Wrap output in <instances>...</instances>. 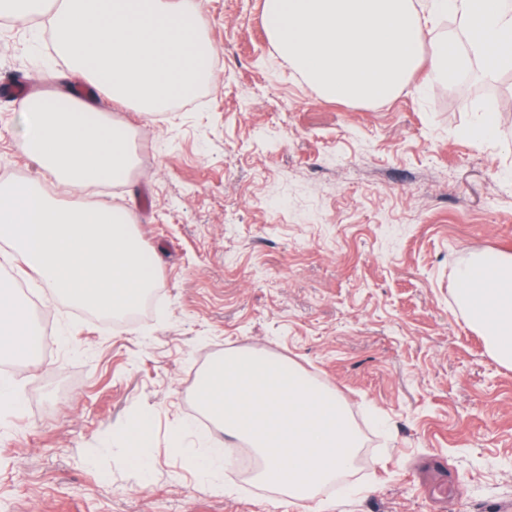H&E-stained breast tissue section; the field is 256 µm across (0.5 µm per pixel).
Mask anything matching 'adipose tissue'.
<instances>
[{
    "instance_id": "1",
    "label": "adipose tissue",
    "mask_w": 512,
    "mask_h": 512,
    "mask_svg": "<svg viewBox=\"0 0 512 512\" xmlns=\"http://www.w3.org/2000/svg\"><path fill=\"white\" fill-rule=\"evenodd\" d=\"M279 57L327 99L390 98L421 65L427 86L454 84L475 61L512 70V0H265ZM48 18L56 55L112 104L149 115L213 76L214 55L196 0H0V12ZM462 37L422 51L442 17ZM23 140L43 180L0 186V241L38 287L110 315L153 283L131 218L112 206L59 205L53 185L120 182L132 164L127 133L67 91L20 102ZM456 299L489 352L512 366V254L487 248L457 270ZM0 347L37 357L29 312L0 282Z\"/></svg>"
}]
</instances>
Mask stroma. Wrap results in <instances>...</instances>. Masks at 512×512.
I'll list each match as a JSON object with an SVG mask.
<instances>
[{
  "label": "stroma",
  "instance_id": "35a3bbf8",
  "mask_svg": "<svg viewBox=\"0 0 512 512\" xmlns=\"http://www.w3.org/2000/svg\"><path fill=\"white\" fill-rule=\"evenodd\" d=\"M218 60L201 97L143 117L122 185L55 186L60 202L130 214L155 276L149 307L121 325L49 290L48 355L9 373L19 411L0 409V512H303L231 469L200 483L194 393L229 351L262 349L337 392L363 445L348 484L316 512L512 508V367L455 301L460 264L512 252V81L421 91L418 70L375 103L322 99L269 40L265 0H200ZM65 63L33 23L0 27V81L55 89ZM498 111L495 139L470 134ZM41 181L17 101L0 99V168ZM150 411L148 471L119 445ZM441 461L448 477L432 472ZM235 484L234 493L224 491Z\"/></svg>",
  "mask_w": 512,
  "mask_h": 512
}]
</instances>
